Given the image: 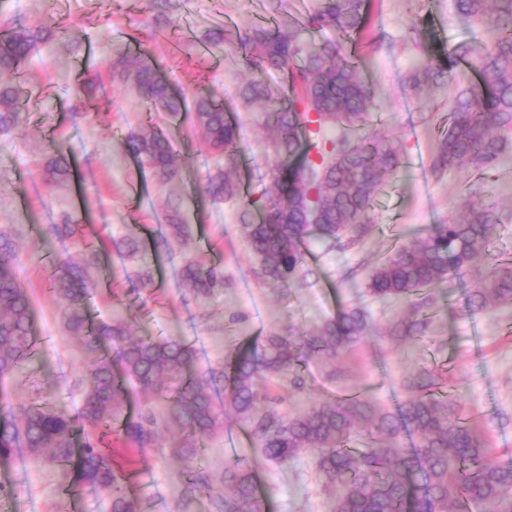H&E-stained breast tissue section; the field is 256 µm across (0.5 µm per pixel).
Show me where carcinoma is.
I'll use <instances>...</instances> for the list:
<instances>
[{
  "instance_id": "obj_1",
  "label": "carcinoma",
  "mask_w": 512,
  "mask_h": 512,
  "mask_svg": "<svg viewBox=\"0 0 512 512\" xmlns=\"http://www.w3.org/2000/svg\"><path fill=\"white\" fill-rule=\"evenodd\" d=\"M455 11L480 24L486 37L422 48L414 62L411 87L453 82L461 71L474 84L455 97L448 127L439 137L432 168L481 170L512 161L505 134L512 131V0H452ZM330 28L336 39L309 42L306 32ZM53 35L51 27L11 26L0 31V133L20 122L37 102L22 98L24 65L37 46ZM375 44L368 0H318L305 20L296 17L269 28L253 25L239 34L237 45L251 77L241 83L240 100L258 106L262 124L272 131L266 143L272 164L264 176L268 187L259 196L243 190L224 171L210 178L205 192L233 200L250 250L258 257L262 280L287 288L305 265L308 239L332 249L343 239L361 240L375 194L402 164L394 138L359 136L371 113L381 109L374 88L361 76L364 50ZM270 70L286 73L287 86L266 80ZM151 107L177 112L180 102L166 76L140 62L121 70ZM192 123L208 150L228 165L237 161V126L215 97L196 101ZM336 136H328V131ZM128 152L162 183L171 182L175 139L152 126L125 140ZM50 167L58 178L70 175L73 148L49 141ZM499 224L497 211L471 205L447 224H434L380 259L368 282L380 301L396 300L418 314L429 304L426 289L462 275L479 256L490 257L489 243ZM116 252L142 251L135 233L111 241ZM12 245L0 236V379L14 376L34 347L33 312L27 289L13 272ZM55 289L65 300L66 329L83 339L89 360L81 385L82 404L72 413L40 401L16 407L0 402V460L21 449L46 454L61 468L78 458L79 480L108 503L109 512H137L112 455L100 446L116 428L141 452L157 448L158 432L172 426L183 433L173 453L186 462L184 493L209 492L220 500L219 512H260L255 472L246 460L224 468L223 487L194 467L196 442L224 428L230 411L249 422L263 455L286 462L313 451L318 468L334 491L333 512H463L474 504L481 512H512V461L492 462L480 431L448 413L447 397L435 375L411 378L398 413L381 410L368 397L325 399L305 411L282 417L269 408L268 382L300 385L297 369L317 360L329 362L365 334L367 313L340 312L305 336L274 334L262 343L238 348L220 370L196 368L197 352L173 336H128L120 324H89L85 300L95 287L77 270L69 253L57 259ZM194 297L209 299L222 287L223 271L186 257L179 271ZM512 303V267L496 266L468 294L471 314ZM423 319L402 320L393 336L425 335ZM153 393V402L132 415L126 411L130 386ZM366 446H349L356 431ZM410 435L405 448L401 438Z\"/></svg>"
}]
</instances>
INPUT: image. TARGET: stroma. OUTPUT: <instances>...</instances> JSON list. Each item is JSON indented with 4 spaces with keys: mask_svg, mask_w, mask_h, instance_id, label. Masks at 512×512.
<instances>
[{
    "mask_svg": "<svg viewBox=\"0 0 512 512\" xmlns=\"http://www.w3.org/2000/svg\"><path fill=\"white\" fill-rule=\"evenodd\" d=\"M314 0H0V13L25 24L46 23L61 32L42 44L25 65L24 96L38 99V111L24 113L9 134H0V234L13 245L15 271L28 289L36 320V346L23 369L0 385V399L21 406L35 400L77 411L78 383L88 361L80 340L64 326V301L46 280L57 256H85L84 243L120 239L136 230L145 256L99 252L88 274L96 286L86 300L92 322L119 320L131 336H179L198 353V366L218 368L238 347L288 332L302 336L342 310L360 308L372 321L361 343L333 365L303 364L304 389L273 385L281 415L296 413L323 397L361 394L396 411L405 395V378L432 369L444 382L448 404L477 422L497 461L512 460V304L469 316L462 299L475 286L472 277L430 289V332L424 341H400L389 330L409 317L406 305L380 302L367 292L378 259L432 224L447 223L467 203L497 206L501 222L494 252L512 263V165L481 171L433 172L431 155L439 126L459 84L416 94L408 77L419 50L409 37L416 21L427 24L435 43L470 38L476 30L456 15L451 0H374L373 20L380 40L362 75L383 105L380 120L367 125L374 136L395 137L404 145L400 168L381 188L369 214L371 230L358 244L332 250L311 246L308 276L282 291L263 284L258 265L230 201H213L205 192L220 162L206 151L191 116L156 112L131 84L114 78L120 56L140 58L160 69L179 97L217 95L238 125L239 173L250 191L261 192L268 165L269 136L259 112L244 108L238 89L248 73L237 34L253 25H270L279 10L304 18ZM103 83L74 100L72 86L87 71ZM154 125L176 138L177 178L160 183L122 149L143 126ZM75 151L71 181L51 184L45 166L51 138ZM178 209L189 232L188 246L167 239L166 217ZM77 219L74 237L59 241L51 225ZM220 267L224 286L200 305L179 279L184 257ZM155 269L152 285L133 291L128 280L143 260ZM177 431L163 433L146 454L105 437L114 469L123 474L127 494L139 512H216L208 494L181 493V460L170 446ZM239 459L254 467L262 512H332L314 453L279 464L267 460L251 425L226 416L222 433L202 443V463L213 477ZM0 512H106L107 504L76 471L49 458L22 455L0 464Z\"/></svg>",
    "mask_w": 512,
    "mask_h": 512,
    "instance_id": "obj_1",
    "label": "stroma"
}]
</instances>
